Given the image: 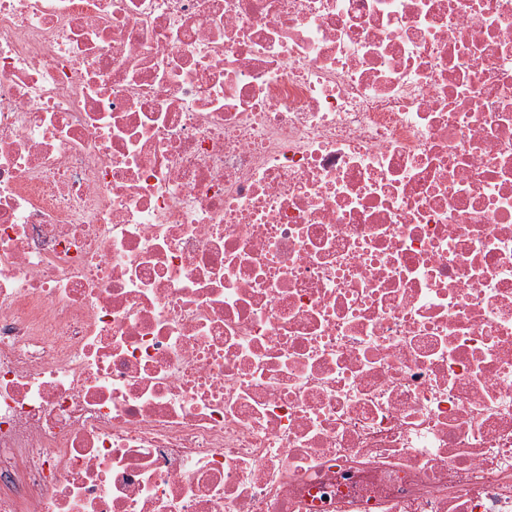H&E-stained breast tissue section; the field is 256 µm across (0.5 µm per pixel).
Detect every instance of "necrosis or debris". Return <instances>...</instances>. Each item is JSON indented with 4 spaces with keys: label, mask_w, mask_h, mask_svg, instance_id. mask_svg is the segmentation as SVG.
Returning a JSON list of instances; mask_svg holds the SVG:
<instances>
[{
    "label": "necrosis or debris",
    "mask_w": 512,
    "mask_h": 512,
    "mask_svg": "<svg viewBox=\"0 0 512 512\" xmlns=\"http://www.w3.org/2000/svg\"><path fill=\"white\" fill-rule=\"evenodd\" d=\"M0 512H512V0H0Z\"/></svg>",
    "instance_id": "obj_1"
}]
</instances>
